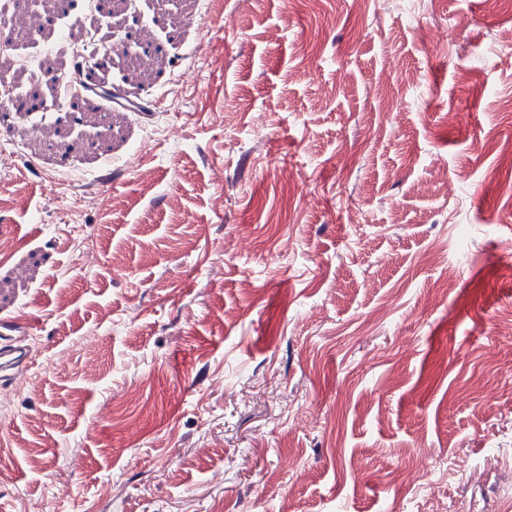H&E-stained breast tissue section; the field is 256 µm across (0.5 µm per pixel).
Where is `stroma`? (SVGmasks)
Segmentation results:
<instances>
[{
  "label": "stroma",
  "mask_w": 512,
  "mask_h": 512,
  "mask_svg": "<svg viewBox=\"0 0 512 512\" xmlns=\"http://www.w3.org/2000/svg\"><path fill=\"white\" fill-rule=\"evenodd\" d=\"M19 2L6 94L42 105L0 111V336L42 353L0 373V506L502 512L512 0ZM137 12L106 87L150 111L86 91L70 127L46 61Z\"/></svg>",
  "instance_id": "stroma-1"
}]
</instances>
